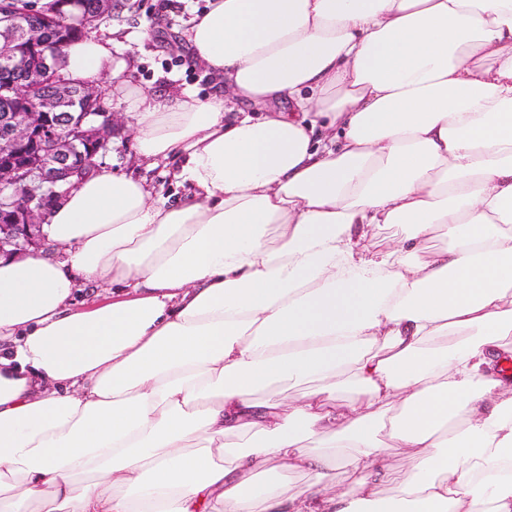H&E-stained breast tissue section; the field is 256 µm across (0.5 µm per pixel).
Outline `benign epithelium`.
Returning a JSON list of instances; mask_svg holds the SVG:
<instances>
[{"mask_svg": "<svg viewBox=\"0 0 512 512\" xmlns=\"http://www.w3.org/2000/svg\"><path fill=\"white\" fill-rule=\"evenodd\" d=\"M76 0H51L24 11H0V101L19 107L0 113V257L45 246L48 206L98 167L116 131L103 93L60 73L55 46L29 39L31 18L52 26ZM115 0H96L74 16L85 33L109 16Z\"/></svg>", "mask_w": 512, "mask_h": 512, "instance_id": "obj_1", "label": "benign epithelium"}]
</instances>
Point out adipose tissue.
I'll return each mask as SVG.
<instances>
[{"label":"adipose tissue","mask_w":512,"mask_h":512,"mask_svg":"<svg viewBox=\"0 0 512 512\" xmlns=\"http://www.w3.org/2000/svg\"><path fill=\"white\" fill-rule=\"evenodd\" d=\"M185 39L223 91L66 49L186 194L100 167L65 260L0 258V512H512V0H210ZM405 227L402 224H386L372 230L368 238V246L375 249L391 247L403 234Z\"/></svg>","instance_id":"obj_1"}]
</instances>
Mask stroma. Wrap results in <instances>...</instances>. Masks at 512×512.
<instances>
[{
	"instance_id": "obj_1",
	"label": "stroma",
	"mask_w": 512,
	"mask_h": 512,
	"mask_svg": "<svg viewBox=\"0 0 512 512\" xmlns=\"http://www.w3.org/2000/svg\"><path fill=\"white\" fill-rule=\"evenodd\" d=\"M125 3L124 9L113 11L95 29L96 35L114 38L128 58L124 80L148 92L176 94L191 87L202 96L213 93L212 78L191 60L184 41L190 19L206 8L207 0H125ZM100 86L105 92V108L121 120L109 151L101 159L102 165L141 179L151 192L167 197L170 202L181 200L184 190L176 186L174 179L177 159L153 164L136 161L133 137L136 119L112 100L111 80L101 81Z\"/></svg>"
}]
</instances>
